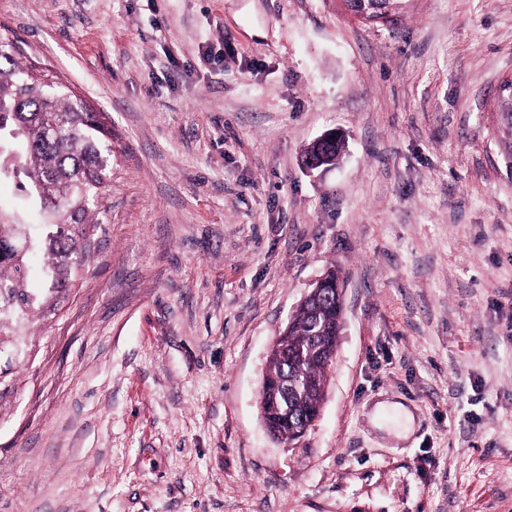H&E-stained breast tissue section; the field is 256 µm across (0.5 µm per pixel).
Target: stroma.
<instances>
[{
	"label": "stroma",
	"instance_id": "35a3bbf8",
	"mask_svg": "<svg viewBox=\"0 0 512 512\" xmlns=\"http://www.w3.org/2000/svg\"><path fill=\"white\" fill-rule=\"evenodd\" d=\"M1 38L107 114L112 187L0 393V512H512V0H0ZM330 268L327 398L275 441L268 351ZM369 4V11L363 9L357 21L363 24L389 23L395 19L390 0H351ZM345 152V140L343 137L336 140H318L310 143L302 152L301 159L310 161L319 169L326 166L338 165Z\"/></svg>",
	"mask_w": 512,
	"mask_h": 512
}]
</instances>
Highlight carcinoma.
<instances>
[{
    "mask_svg": "<svg viewBox=\"0 0 512 512\" xmlns=\"http://www.w3.org/2000/svg\"><path fill=\"white\" fill-rule=\"evenodd\" d=\"M498 128L507 133L502 151L512 164V111L498 103ZM345 140H315L301 159L319 168L337 165ZM112 127L51 72L34 71L13 41L0 40V179H25L29 201L41 222L32 226L0 213V352H8L26 324L55 310L77 285L89 258L91 233L103 224V200L110 187ZM57 222L44 220L45 209ZM45 256L47 284L30 287L25 259L32 249ZM336 270L324 275L310 301L302 303L279 340L283 354L269 361V372H303L310 383L305 399L288 391V414L278 392L268 391L264 422L288 440L319 413L342 330L343 297Z\"/></svg>",
    "mask_w": 512,
    "mask_h": 512,
    "instance_id": "1",
    "label": "carcinoma"
}]
</instances>
